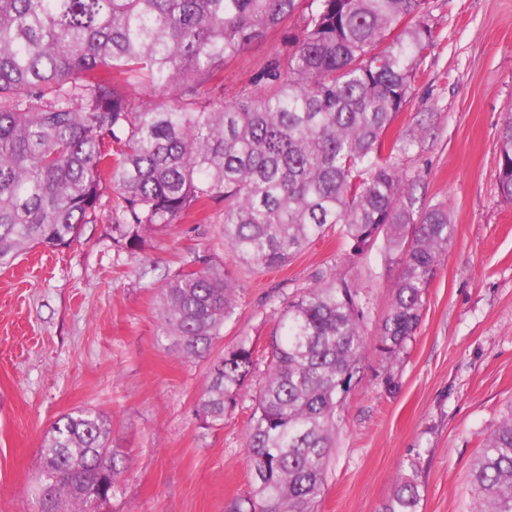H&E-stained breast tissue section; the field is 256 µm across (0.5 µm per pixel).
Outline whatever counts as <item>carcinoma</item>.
Returning <instances> with one entry per match:
<instances>
[{
  "mask_svg": "<svg viewBox=\"0 0 512 512\" xmlns=\"http://www.w3.org/2000/svg\"><path fill=\"white\" fill-rule=\"evenodd\" d=\"M426 0H0V268L26 251L62 247L95 221L103 188L112 241L133 249L188 211L224 205V241L238 259L279 267L340 227L354 254L378 240L402 264L375 344L393 357L421 321L454 227L442 204L415 211L390 133L437 35ZM257 92L217 104L202 83L248 46L286 30ZM146 86L165 100L136 98ZM496 181L512 202V113ZM167 278L162 328L187 359L207 354L236 307L237 288L206 257ZM360 293L345 280L288 300L254 397L246 455L249 508L314 512L336 432L337 395L367 349ZM257 367L246 340L213 365L197 412L224 422ZM112 420L92 409L47 429L34 493L39 512H100L124 460ZM472 512H512V403L469 474ZM416 474L397 479L385 512H420Z\"/></svg>",
  "mask_w": 512,
  "mask_h": 512,
  "instance_id": "cac0c4a2",
  "label": "carcinoma"
}]
</instances>
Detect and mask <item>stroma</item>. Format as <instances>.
Here are the masks:
<instances>
[{
    "label": "stroma",
    "instance_id": "obj_1",
    "mask_svg": "<svg viewBox=\"0 0 512 512\" xmlns=\"http://www.w3.org/2000/svg\"><path fill=\"white\" fill-rule=\"evenodd\" d=\"M425 14L439 40L392 131L415 141L401 165L415 207L446 203L454 240L414 338L391 359L366 351L342 393L318 512H384L411 465L420 512H471L472 462L512 402V203L495 177L512 108V0H427ZM284 48L280 32L252 44L206 90L245 96ZM116 202L106 192L71 245L0 268V512H36L44 434L84 408L111 417L125 460L107 512H229L253 494L245 446L259 384L246 383L223 424L206 425L196 409L212 362L244 338L264 352L289 296L335 278L358 288L367 341L390 309L401 264L381 247L353 256L332 230L267 269L232 255L214 203L129 251L112 242ZM203 255L224 267L237 302L208 354L186 359L162 331L159 296Z\"/></svg>",
    "mask_w": 512,
    "mask_h": 512
}]
</instances>
